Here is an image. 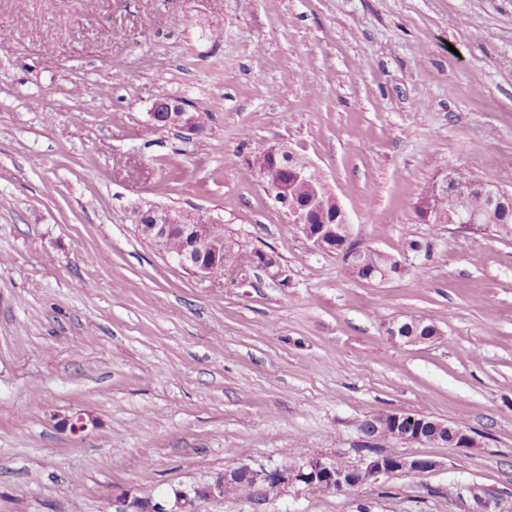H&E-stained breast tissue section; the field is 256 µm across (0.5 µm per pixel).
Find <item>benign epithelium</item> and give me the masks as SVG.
<instances>
[{
  "label": "benign epithelium",
  "instance_id": "7a95c632",
  "mask_svg": "<svg viewBox=\"0 0 512 512\" xmlns=\"http://www.w3.org/2000/svg\"><path fill=\"white\" fill-rule=\"evenodd\" d=\"M150 116L157 124L164 123L177 129L186 139L204 132L197 113L191 111L182 101L159 100L153 105ZM266 153L274 161L272 168L263 174L269 195L277 205L288 209L289 223L296 225L316 250L324 251L333 236H327L324 231L312 227L308 211L291 203L288 197L290 185H299L310 194L317 195L320 184L325 182L324 177L314 163L283 146H273ZM468 189L480 192L493 204L504 200V190L481 180L473 181ZM137 229L140 236L158 251L166 250V242L172 233H181L187 241V247L181 252L177 263L195 275L216 278L219 272L228 270L239 285L243 286L248 282L243 270L230 268L224 255V236L213 233L210 224H183L180 215L169 211H156L149 215L140 211ZM258 267L273 280H279L286 275L280 257L275 252L261 253ZM405 418V414L396 412L388 423L371 420L369 425L362 424L360 428L367 427L377 435L395 437L408 443L428 441L426 430L422 428L414 432L401 431L400 426ZM442 428L445 429V436L461 446H469L474 441L469 431L461 427L444 424ZM437 467L438 462L430 458L374 454L359 466L340 468L335 461L316 454L288 466L275 464L257 469L242 465L219 474L206 485L175 491L172 501H147L140 496L120 495L112 499V509L113 512H198L200 503L224 496L226 488L242 475L247 478L244 490L250 495H263L270 484L280 489L302 485L324 493H338L373 482L383 475L423 473ZM457 496L462 500L464 512H501L506 502V498L494 496L486 488L476 484L459 488Z\"/></svg>",
  "mask_w": 512,
  "mask_h": 512
}]
</instances>
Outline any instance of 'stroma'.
<instances>
[{"mask_svg":"<svg viewBox=\"0 0 512 512\" xmlns=\"http://www.w3.org/2000/svg\"><path fill=\"white\" fill-rule=\"evenodd\" d=\"M162 98L202 135L156 127ZM314 162L353 239L402 256L379 284L314 249L253 158ZM463 168L512 192V0H0V512H112L304 448L436 469L339 493L287 486L201 512H462L451 487L512 494V238L421 221ZM164 206L279 254L241 287L154 250ZM439 330L405 345L385 327ZM473 445L378 437L380 412ZM94 418L80 436L62 424ZM153 122L165 123L177 129L185 139L203 134L205 127L200 124L196 112L191 111L183 101L171 99L158 100L150 112Z\"/></svg>","mask_w":512,"mask_h":512,"instance_id":"35a3bbf8","label":"stroma"}]
</instances>
